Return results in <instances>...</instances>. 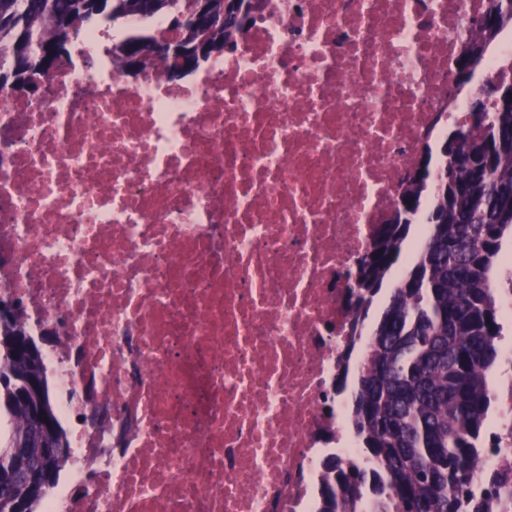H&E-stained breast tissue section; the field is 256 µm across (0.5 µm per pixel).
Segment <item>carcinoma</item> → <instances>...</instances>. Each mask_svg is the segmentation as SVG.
<instances>
[{"instance_id": "cac0c4a2", "label": "carcinoma", "mask_w": 512, "mask_h": 512, "mask_svg": "<svg viewBox=\"0 0 512 512\" xmlns=\"http://www.w3.org/2000/svg\"><path fill=\"white\" fill-rule=\"evenodd\" d=\"M211 4L215 22L208 40L235 47L241 24L226 0ZM186 6L188 0H0V90L16 95L20 82L44 85L55 69L46 67L42 49L53 47L60 65L89 25L122 28L106 48L113 66L124 73L138 58L145 69L161 35L149 26L129 31L131 19L161 20L193 44L198 35ZM207 60L180 73L170 65L159 74L175 82ZM493 76L512 81L511 55L498 59L468 102ZM501 129L512 130V109L491 107L433 139L415 167L419 178L403 184L401 214L382 226L357 260L346 353L361 340L365 347L355 370L343 366L336 391L347 393L348 422L374 468L331 460L341 495L328 489L321 512H367L371 505L376 512H490L474 498L471 481L491 413L488 376L501 333L493 274L503 240L512 235V212L496 207L490 188L512 192V143L488 168L478 165L474 147ZM420 224L428 236L417 243ZM20 338L40 345L17 317L0 325V417L9 423L0 441V470L13 459L46 470L51 490L69 455L52 458L45 451L71 447L69 432L51 396L47 365L15 352ZM19 375L42 378L40 390L17 396ZM37 407L53 419L51 430L32 423ZM25 495L19 481L0 484V512Z\"/></svg>"}]
</instances>
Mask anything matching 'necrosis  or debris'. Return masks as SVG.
I'll return each instance as SVG.
<instances>
[{"instance_id": "necrosis-or-debris-1", "label": "necrosis or debris", "mask_w": 512, "mask_h": 512, "mask_svg": "<svg viewBox=\"0 0 512 512\" xmlns=\"http://www.w3.org/2000/svg\"><path fill=\"white\" fill-rule=\"evenodd\" d=\"M481 3L262 0L177 83L87 26L42 100L0 92V298L78 424L40 512H320L324 460L363 464L344 273L466 119Z\"/></svg>"}]
</instances>
